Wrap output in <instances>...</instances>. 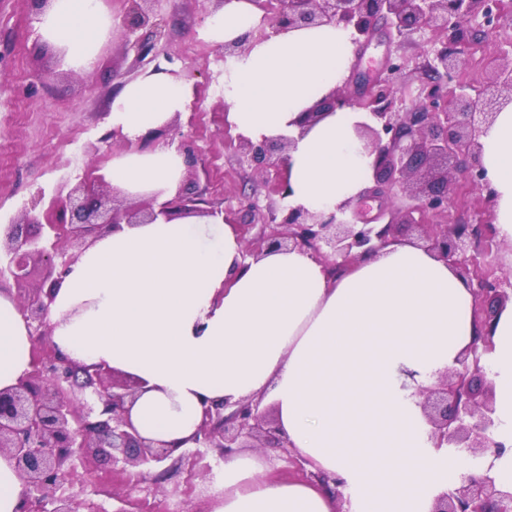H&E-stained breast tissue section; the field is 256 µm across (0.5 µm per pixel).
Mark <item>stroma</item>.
Wrapping results in <instances>:
<instances>
[{"mask_svg":"<svg viewBox=\"0 0 512 512\" xmlns=\"http://www.w3.org/2000/svg\"><path fill=\"white\" fill-rule=\"evenodd\" d=\"M111 35L97 55L94 68H65L60 51L39 32L41 5L35 0H0V226L20 221L24 212L44 214L58 187L75 188L105 174L114 152L126 148L114 134L112 99L125 83L152 74L154 68L174 73L193 86L197 104L174 123L194 141L197 165L182 188H202L207 198L229 203L235 195L257 188V178L240 169L224 141L222 48L203 36L217 0H150L153 24L141 37L154 43L152 56L137 58L126 48L121 20L126 0H103ZM512 41L503 26L480 36L479 49L462 47L460 80L481 87L502 44ZM217 474L190 476L186 467L164 463L145 482L123 481L90 486L77 482L80 497L105 503L114 512L117 496L140 500L145 512H214L211 494Z\"/></svg>","mask_w":512,"mask_h":512,"instance_id":"stroma-1","label":"stroma"}]
</instances>
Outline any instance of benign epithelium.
Returning a JSON list of instances; mask_svg holds the SVG:
<instances>
[{
    "label": "benign epithelium",
    "instance_id": "obj_1",
    "mask_svg": "<svg viewBox=\"0 0 512 512\" xmlns=\"http://www.w3.org/2000/svg\"><path fill=\"white\" fill-rule=\"evenodd\" d=\"M123 17L126 43L145 57L154 45L136 36L150 25L144 8L150 0H128ZM263 23L274 32L342 25L351 29L352 43L364 51L380 32L398 46L422 49L417 68L423 78L403 87L399 76L411 59L386 57L374 76L355 73L352 81L332 90L303 113L300 128L338 109L357 108L371 117L358 126V136L374 155L372 186L355 201L331 212H314L285 204L292 195L287 176L288 151L294 138L280 136L253 142L240 135L224 136L234 145L238 162L250 168L282 205L264 209L258 199L238 202L244 221L237 231L244 256L269 251L299 250L321 261L331 276L350 262L398 240L401 225L424 234L425 247L462 277L485 263L487 269L468 280L474 321L491 330L504 305L512 301V276L493 268L500 244L494 240L492 219L496 192L481 159V137L503 108L512 104V41L499 48L500 63L490 80L476 91L448 77L459 71L457 46L504 25L512 26V11L502 0H252ZM479 192L484 207L474 224H448V203L457 183ZM377 203V210L367 202ZM195 195H178L151 207L143 215L107 206L95 191L77 195L63 191L51 198L46 220L25 213L9 228L0 248V277L21 288L37 269L42 278L19 302V312L31 340L49 335L54 287L63 272L86 247L84 237L98 236L118 224H151L158 218L224 213L220 206L202 207ZM490 336H478L457 366L420 389V406L432 427L436 447L446 446L480 456L504 445L493 433V388L481 353ZM139 384L118 381L110 369L92 371L72 361L55 345L37 350L30 368L7 389L0 390V455L6 456L22 482L19 512H100L101 507L69 492L78 478L76 461L103 457L112 473L143 477L168 459L185 462L191 470L204 458L200 452H177V446L154 444L140 436L128 417ZM260 401H247L224 414L228 402L204 406L196 444L216 448L220 456L247 442L289 446L285 433ZM432 512H512V490L502 491L486 474H469L458 486L435 498Z\"/></svg>",
    "mask_w": 512,
    "mask_h": 512
}]
</instances>
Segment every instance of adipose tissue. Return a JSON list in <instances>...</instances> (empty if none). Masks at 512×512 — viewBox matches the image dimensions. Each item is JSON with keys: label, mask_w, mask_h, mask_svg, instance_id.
Here are the masks:
<instances>
[{"label": "adipose tissue", "mask_w": 512, "mask_h": 512, "mask_svg": "<svg viewBox=\"0 0 512 512\" xmlns=\"http://www.w3.org/2000/svg\"><path fill=\"white\" fill-rule=\"evenodd\" d=\"M252 0H224L204 30L215 45L247 39L225 70L226 121L257 141L289 135L291 205L332 211L356 198L373 157L356 134L368 116L345 108L307 131L299 118L341 86L353 44L335 25L258 34ZM40 32L91 70L110 23L101 0H52ZM192 99L188 84L157 72L113 98L111 122L128 145L107 171L133 198H171L186 162L174 146L139 140ZM482 163L497 197L498 237L512 244V107L482 138ZM234 227L197 217L123 224L98 237L54 290L51 339L76 362L140 382L129 418L148 439L194 447L207 402L264 398L315 479L267 475L255 454L228 453L216 512H431L435 497L467 472L436 447L419 388L452 368L475 334L467 286L424 248L393 242L336 278L299 251L243 258ZM482 357L493 383L501 455L484 468L512 489V303L499 312ZM30 336L13 296L0 290V389L29 368Z\"/></svg>", "instance_id": "1"}]
</instances>
